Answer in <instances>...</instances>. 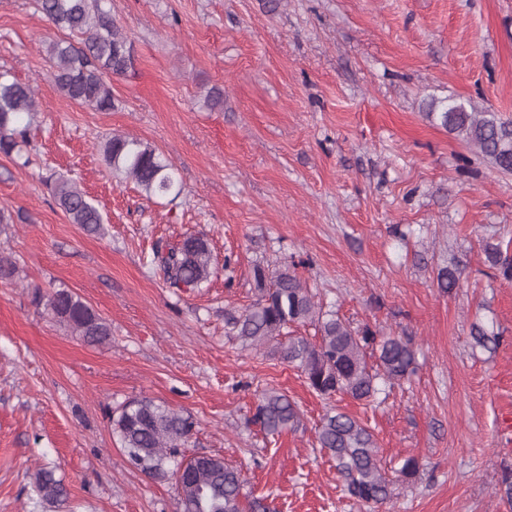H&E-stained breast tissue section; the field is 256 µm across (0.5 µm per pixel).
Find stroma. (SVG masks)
I'll use <instances>...</instances> for the list:
<instances>
[{
    "instance_id": "1",
    "label": "stroma",
    "mask_w": 512,
    "mask_h": 512,
    "mask_svg": "<svg viewBox=\"0 0 512 512\" xmlns=\"http://www.w3.org/2000/svg\"><path fill=\"white\" fill-rule=\"evenodd\" d=\"M134 44L111 77L116 107L66 98L46 46L67 39L34 0H0V72L35 89L31 162L0 154V512H183L173 481L134 469L109 418L146 396L193 417L185 455L240 467L271 512H512V281L483 245L512 242V175L425 116L456 100L512 121V0H112ZM217 88L224 103L208 108ZM133 136L175 167L179 196L147 197L101 145ZM65 176L100 209L90 233L44 185ZM207 240L214 273L168 287L157 243ZM462 272L452 292L438 267ZM290 268L355 327L414 337L417 371L381 404L342 411L370 427L387 466L418 459L390 501L349 499L315 428L329 408L273 347L228 336L257 298L255 266ZM65 289L106 319L91 345L32 302ZM493 326L496 348L473 324ZM276 389L299 423L248 422ZM53 470L68 497L34 488Z\"/></svg>"
}]
</instances>
